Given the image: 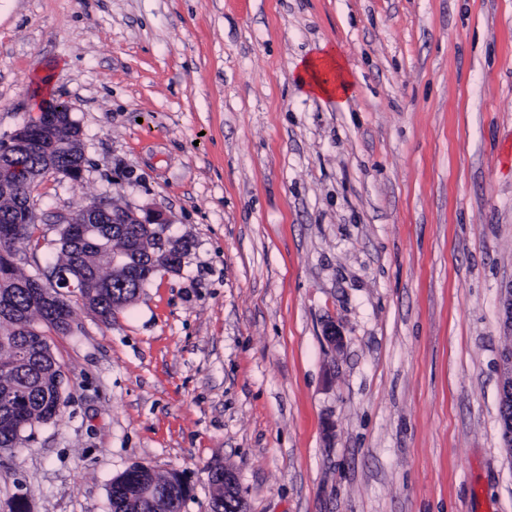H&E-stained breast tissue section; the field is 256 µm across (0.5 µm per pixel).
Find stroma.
I'll return each instance as SVG.
<instances>
[{
	"mask_svg": "<svg viewBox=\"0 0 512 512\" xmlns=\"http://www.w3.org/2000/svg\"><path fill=\"white\" fill-rule=\"evenodd\" d=\"M324 43L342 107L296 81ZM51 92L84 170L33 189L19 272L94 200L189 250L112 323L72 301L0 512H111L135 464L210 512L216 462L249 512H512V0H0V141ZM500 372V403L503 410H506L512 406V347L501 354Z\"/></svg>",
	"mask_w": 512,
	"mask_h": 512,
	"instance_id": "35a3bbf8",
	"label": "stroma"
}]
</instances>
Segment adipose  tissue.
Returning <instances> with one entry per match:
<instances>
[{"instance_id": "1", "label": "adipose tissue", "mask_w": 512, "mask_h": 512, "mask_svg": "<svg viewBox=\"0 0 512 512\" xmlns=\"http://www.w3.org/2000/svg\"><path fill=\"white\" fill-rule=\"evenodd\" d=\"M297 81L307 93L341 105L345 104L351 88L342 55L328 44L322 45L319 54L300 61Z\"/></svg>"}]
</instances>
